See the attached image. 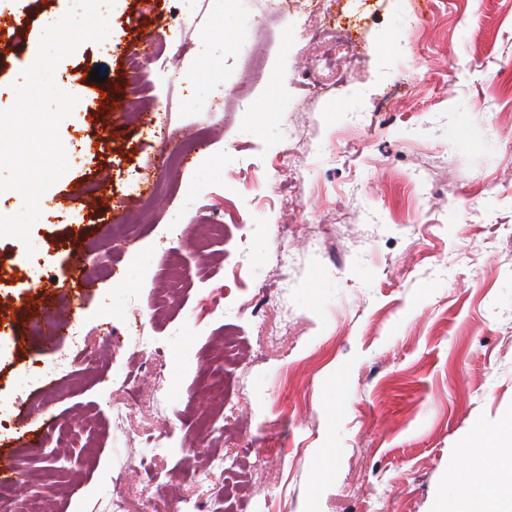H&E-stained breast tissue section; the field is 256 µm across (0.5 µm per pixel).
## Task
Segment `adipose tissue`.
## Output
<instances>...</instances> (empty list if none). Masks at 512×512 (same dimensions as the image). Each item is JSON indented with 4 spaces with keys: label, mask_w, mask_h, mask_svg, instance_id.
Instances as JSON below:
<instances>
[{
    "label": "adipose tissue",
    "mask_w": 512,
    "mask_h": 512,
    "mask_svg": "<svg viewBox=\"0 0 512 512\" xmlns=\"http://www.w3.org/2000/svg\"><path fill=\"white\" fill-rule=\"evenodd\" d=\"M496 439L499 444L510 446L507 455L493 459L491 466L502 475L501 480L485 482L476 478L472 471L458 473L460 481L468 483L467 494L448 492L441 497L435 512H512V419H506Z\"/></svg>",
    "instance_id": "1"
}]
</instances>
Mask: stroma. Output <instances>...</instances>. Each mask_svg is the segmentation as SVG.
Returning <instances> with one entry per match:
<instances>
[{
    "label": "stroma",
    "mask_w": 512,
    "mask_h": 512,
    "mask_svg": "<svg viewBox=\"0 0 512 512\" xmlns=\"http://www.w3.org/2000/svg\"><path fill=\"white\" fill-rule=\"evenodd\" d=\"M71 2L0 0V109ZM271 3L115 0L58 64L91 89L69 169L30 243L0 237V459L28 470L6 505L433 512L453 469L496 479L461 450L512 414V0ZM75 268L88 367L36 336ZM30 415L71 430L59 462L24 459Z\"/></svg>",
    "instance_id": "1"
}]
</instances>
